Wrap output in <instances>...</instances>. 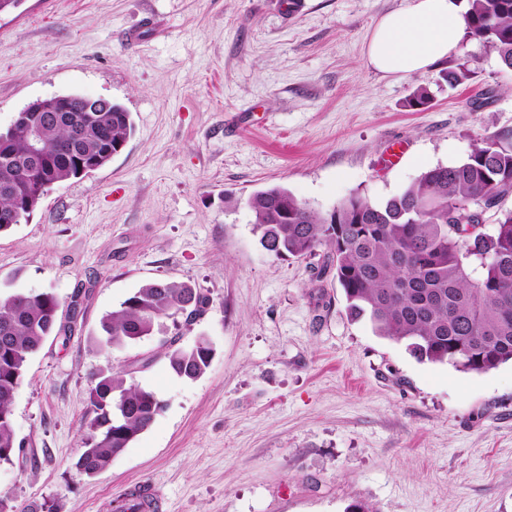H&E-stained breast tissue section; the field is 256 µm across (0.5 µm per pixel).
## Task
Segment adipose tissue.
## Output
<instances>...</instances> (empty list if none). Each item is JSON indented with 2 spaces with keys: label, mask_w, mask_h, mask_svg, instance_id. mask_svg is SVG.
Here are the masks:
<instances>
[{
  "label": "adipose tissue",
  "mask_w": 512,
  "mask_h": 512,
  "mask_svg": "<svg viewBox=\"0 0 512 512\" xmlns=\"http://www.w3.org/2000/svg\"><path fill=\"white\" fill-rule=\"evenodd\" d=\"M465 28L458 0H409L376 22L365 60L386 76L420 74L456 51Z\"/></svg>",
  "instance_id": "1"
}]
</instances>
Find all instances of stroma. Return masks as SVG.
<instances>
[{
	"label": "stroma",
	"instance_id": "1",
	"mask_svg": "<svg viewBox=\"0 0 512 512\" xmlns=\"http://www.w3.org/2000/svg\"><path fill=\"white\" fill-rule=\"evenodd\" d=\"M407 0H22L0 15V131L29 103L78 93L121 103L134 132L91 175L55 185L0 235V295L80 294L69 339L28 361L13 424L25 455L0 466L16 506L112 512L149 483L158 512H512V363L482 372L421 362L347 314L321 258L277 260L244 206L288 189L331 211L380 203L487 138L512 144V70L464 40L401 79L364 57ZM434 99L407 100L417 86ZM187 281L209 304L167 333L215 355L177 377L150 336L99 346L101 320L142 283ZM149 368H140L142 358ZM127 372L163 407L95 477L76 466L89 378Z\"/></svg>",
	"mask_w": 512,
	"mask_h": 512
}]
</instances>
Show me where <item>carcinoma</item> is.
<instances>
[{
	"instance_id": "carcinoma-1",
	"label": "carcinoma",
	"mask_w": 512,
	"mask_h": 512,
	"mask_svg": "<svg viewBox=\"0 0 512 512\" xmlns=\"http://www.w3.org/2000/svg\"><path fill=\"white\" fill-rule=\"evenodd\" d=\"M466 37L494 50L512 69V0H466ZM476 74L465 60L444 80L455 88ZM57 112L44 127V152L30 157L28 126L47 113L20 112L0 133V234L36 209L51 186L81 176L78 161L112 158V147L133 132L131 113L108 103L106 112ZM512 196V146L487 139L451 166L423 172L401 194L372 203L355 194L329 213L314 210L281 186L253 193L247 207L260 245L272 257L310 258L325 250L351 317L369 319L378 335L406 343L421 361L465 372H487L512 361V210L496 208L491 230L474 212ZM209 298L186 281L141 284L101 324L100 345L121 349L153 334L166 319L196 315ZM60 300L50 290L0 297V464L23 453L13 427V403L27 361L46 340L67 338L58 322ZM215 349L205 337L181 346L162 341L161 355L179 377L197 379ZM89 432L76 466L93 477L153 423L157 395L121 372L90 378ZM112 512H157L144 489L112 501Z\"/></svg>"
}]
</instances>
